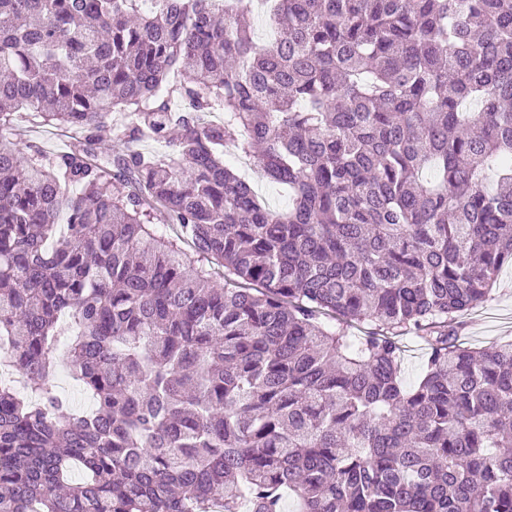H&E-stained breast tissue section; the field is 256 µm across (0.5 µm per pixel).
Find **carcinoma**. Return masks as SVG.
<instances>
[{"instance_id":"carcinoma-1","label":"carcinoma","mask_w":512,"mask_h":512,"mask_svg":"<svg viewBox=\"0 0 512 512\" xmlns=\"http://www.w3.org/2000/svg\"><path fill=\"white\" fill-rule=\"evenodd\" d=\"M263 2L0 0V512H512V0ZM33 113L21 110L16 113L15 124L22 131L25 141L35 143L48 153L60 151L75 144L81 137L77 130L63 126H42ZM231 163L239 171V174L252 184L259 195L263 197L270 206L278 209L288 207V194L286 191L280 186L259 177L256 167H254V170L250 171L240 165L237 160H231ZM494 297L471 311L462 320L463 342L472 347L512 342V268L499 275ZM403 369L401 378L407 387L414 385L422 374L423 361L426 353L424 343L414 336H404ZM57 391L76 409H87L92 400L79 382L75 381L65 367L57 369Z\"/></svg>"}]
</instances>
